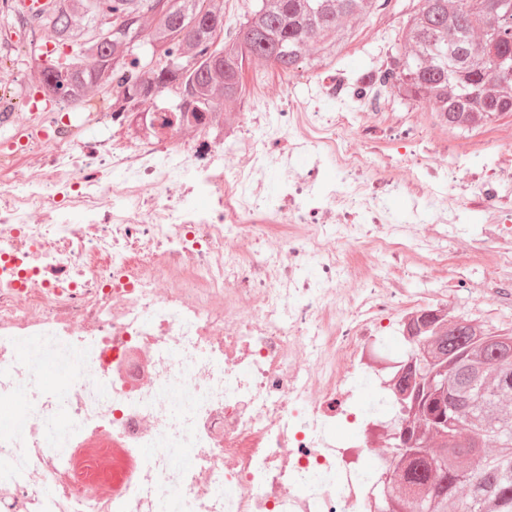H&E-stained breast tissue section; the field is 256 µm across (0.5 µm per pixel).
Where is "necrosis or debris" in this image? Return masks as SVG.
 I'll return each mask as SVG.
<instances>
[{"instance_id": "4bbe7bcc", "label": "necrosis or debris", "mask_w": 512, "mask_h": 512, "mask_svg": "<svg viewBox=\"0 0 512 512\" xmlns=\"http://www.w3.org/2000/svg\"><path fill=\"white\" fill-rule=\"evenodd\" d=\"M362 99L353 133L284 94L177 132L112 113L139 127L132 148L79 138L66 113H0L10 153L40 166L0 186V512H374L393 425L355 376L395 318L433 304L345 246L432 274V231L461 210L512 222V170L469 151L473 188L454 197L447 144L419 154L380 125V86Z\"/></svg>"}]
</instances>
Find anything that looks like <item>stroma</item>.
Segmentation results:
<instances>
[{
    "instance_id": "35a3bbf8",
    "label": "stroma",
    "mask_w": 512,
    "mask_h": 512,
    "mask_svg": "<svg viewBox=\"0 0 512 512\" xmlns=\"http://www.w3.org/2000/svg\"><path fill=\"white\" fill-rule=\"evenodd\" d=\"M417 4L418 0H384L375 15L356 29L339 56L321 69L302 67L295 73L285 74L273 68L245 67L242 112L252 111L258 96L285 92L299 111L340 113L347 117L350 127H357L361 122L357 98L349 95L340 100H327L321 97L320 88L335 77H343L350 84L361 72H375L389 65L394 39ZM11 31L15 35L12 44L0 46V76L8 80L16 101L37 98L38 90L31 83L30 74L43 59L36 52L27 54L26 49L43 44V32L26 24L14 25ZM384 95L380 115L384 128L422 131L429 126L430 116L419 102L404 98L391 88L385 89ZM442 137L450 150L448 161L458 167L462 178H469L470 172L455 150L461 144L479 139L486 140L496 162L512 167V112L496 116L485 129L463 133L448 128ZM482 224L477 213L463 211L460 224L449 229L441 242L448 253V262L440 268L432 285L441 289V304L449 316L466 317L481 328L511 332L512 298L504 300L492 293V284L501 277V270L491 260L478 261L473 257L482 238Z\"/></svg>"
}]
</instances>
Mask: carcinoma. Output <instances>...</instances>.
<instances>
[{"mask_svg": "<svg viewBox=\"0 0 512 512\" xmlns=\"http://www.w3.org/2000/svg\"><path fill=\"white\" fill-rule=\"evenodd\" d=\"M162 12L156 0H57L41 16L18 17L48 30L68 51L38 67L35 81L49 101L81 105L115 89L117 103L136 81L147 95L146 111L161 113V127L177 129L202 112H237L242 72L247 64L291 72L301 64L336 58L358 25L380 0H250L238 31L224 33V0H173ZM397 36L391 87L431 112H441L448 126L463 127L477 116L492 120L512 112V76L491 79L472 68V50L495 39L489 24V0H418ZM124 19L126 30L97 34L107 15ZM144 39L151 55L177 54L184 67L148 73L132 60L131 36ZM192 116H187V113ZM412 334L426 339L416 348V364L396 360L395 415L403 445L396 447L389 482L397 492L381 498L377 512H414L425 498L432 512H512V446L493 438L512 431V333L479 330L463 317L422 313ZM445 376L448 388L433 381ZM486 386L481 405L470 391ZM471 416L465 428L440 421L441 409Z\"/></svg>", "mask_w": 512, "mask_h": 512, "instance_id": "cac0c4a2", "label": "carcinoma"}]
</instances>
